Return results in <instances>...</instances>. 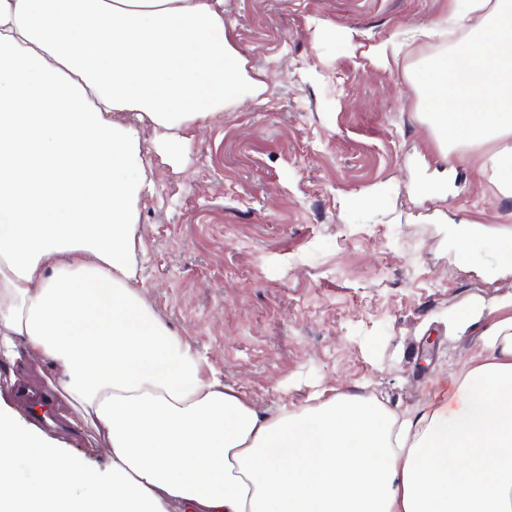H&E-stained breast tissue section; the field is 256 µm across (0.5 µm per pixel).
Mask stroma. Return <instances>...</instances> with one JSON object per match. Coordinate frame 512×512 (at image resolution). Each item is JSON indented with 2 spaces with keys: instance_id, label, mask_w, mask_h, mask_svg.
Listing matches in <instances>:
<instances>
[{
  "instance_id": "obj_1",
  "label": "stroma",
  "mask_w": 512,
  "mask_h": 512,
  "mask_svg": "<svg viewBox=\"0 0 512 512\" xmlns=\"http://www.w3.org/2000/svg\"><path fill=\"white\" fill-rule=\"evenodd\" d=\"M466 4L224 0L227 36L265 92L177 130L176 162L126 113L152 180L139 275L158 313L258 406L298 408L326 384L413 412L480 351L474 331L449 329L454 314L477 303L512 315V274L491 279L451 245L455 219L512 229V197L481 170L482 149L444 162L448 222L408 189L418 159L439 155L410 75L462 38L448 13ZM414 26L438 33L402 41ZM385 40L398 59L372 66L365 51ZM374 185L381 205L344 206Z\"/></svg>"
}]
</instances>
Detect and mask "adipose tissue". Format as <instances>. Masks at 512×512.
I'll return each instance as SVG.
<instances>
[{"label": "adipose tissue", "mask_w": 512, "mask_h": 512, "mask_svg": "<svg viewBox=\"0 0 512 512\" xmlns=\"http://www.w3.org/2000/svg\"><path fill=\"white\" fill-rule=\"evenodd\" d=\"M418 69L440 156L496 142L512 196V0ZM265 90L224 0H0V353L35 356L101 461L0 408V512H512V317L479 334L462 403L400 414L327 387L257 407L155 310L137 277L142 113L172 132ZM456 224L512 273V235Z\"/></svg>", "instance_id": "obj_1"}]
</instances>
